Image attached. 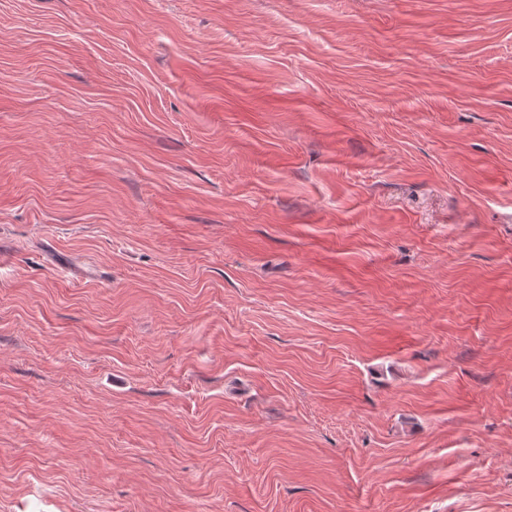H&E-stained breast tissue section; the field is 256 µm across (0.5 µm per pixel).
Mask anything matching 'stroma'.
Returning <instances> with one entry per match:
<instances>
[{
    "instance_id": "obj_1",
    "label": "stroma",
    "mask_w": 512,
    "mask_h": 512,
    "mask_svg": "<svg viewBox=\"0 0 512 512\" xmlns=\"http://www.w3.org/2000/svg\"><path fill=\"white\" fill-rule=\"evenodd\" d=\"M0 512H512V0H0Z\"/></svg>"
}]
</instances>
